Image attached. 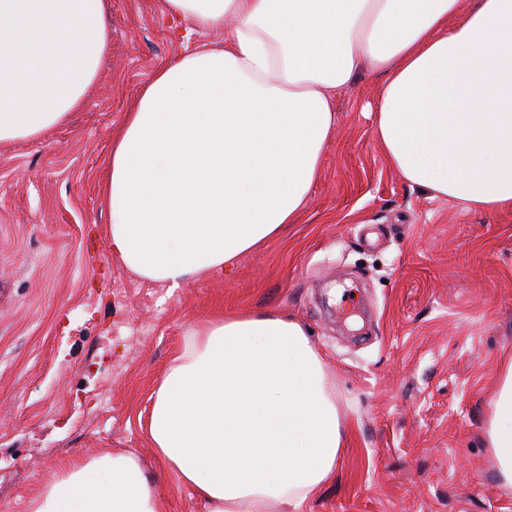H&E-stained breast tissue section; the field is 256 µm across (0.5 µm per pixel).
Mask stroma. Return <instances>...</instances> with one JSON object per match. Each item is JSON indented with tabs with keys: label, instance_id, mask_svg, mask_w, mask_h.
<instances>
[{
	"label": "stroma",
	"instance_id": "35a3bbf8",
	"mask_svg": "<svg viewBox=\"0 0 512 512\" xmlns=\"http://www.w3.org/2000/svg\"><path fill=\"white\" fill-rule=\"evenodd\" d=\"M112 50L71 120L0 145V512L77 460L138 458L171 512H203L147 442L151 396L190 330L276 310L306 326L343 407L347 447L303 512H512L483 439L512 358V213L433 199L385 161L381 72L362 69L301 221L182 288L107 248L103 177L138 89L184 44L163 0H110Z\"/></svg>",
	"mask_w": 512,
	"mask_h": 512
}]
</instances>
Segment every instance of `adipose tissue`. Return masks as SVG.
<instances>
[{
  "instance_id": "adipose-tissue-1",
  "label": "adipose tissue",
  "mask_w": 512,
  "mask_h": 512,
  "mask_svg": "<svg viewBox=\"0 0 512 512\" xmlns=\"http://www.w3.org/2000/svg\"><path fill=\"white\" fill-rule=\"evenodd\" d=\"M218 32L141 87L112 142L108 249L180 287L296 223L333 102L381 71L375 138L433 198L512 210V0H163ZM108 0H0V145L66 122L110 48ZM484 427L512 486V362ZM154 454L206 512H300L336 472L343 414L305 326L273 311L209 320L154 394ZM32 512H167L139 461L70 465Z\"/></svg>"
}]
</instances>
